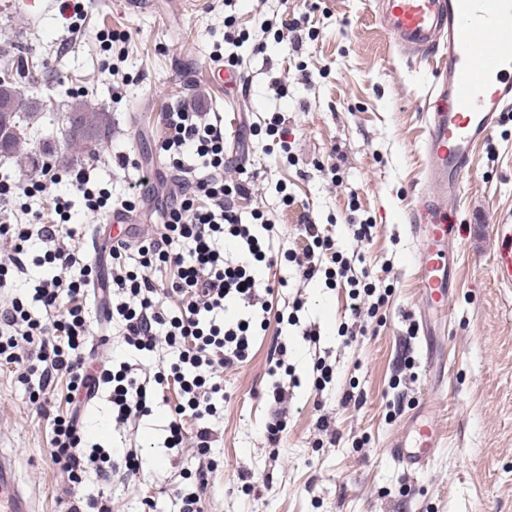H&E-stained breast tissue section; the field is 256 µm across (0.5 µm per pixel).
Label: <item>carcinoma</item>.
<instances>
[{
  "label": "carcinoma",
  "mask_w": 512,
  "mask_h": 512,
  "mask_svg": "<svg viewBox=\"0 0 512 512\" xmlns=\"http://www.w3.org/2000/svg\"><path fill=\"white\" fill-rule=\"evenodd\" d=\"M26 58L19 55L13 60L17 78L10 81L0 79V153L17 154L26 143V131L39 113L28 111L19 92L20 83L27 78L24 69ZM108 115L89 109L85 102L74 100L70 105L69 126L65 130L67 142L79 146L80 150L94 156L106 141Z\"/></svg>",
  "instance_id": "carcinoma-1"
}]
</instances>
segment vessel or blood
<instances>
[{
    "mask_svg": "<svg viewBox=\"0 0 512 512\" xmlns=\"http://www.w3.org/2000/svg\"><path fill=\"white\" fill-rule=\"evenodd\" d=\"M381 28L401 51L419 58L444 53V79L436 80L425 113L422 142L425 193L410 232L419 244L416 267L422 297L435 320L428 336H442L448 323L453 272L440 249L460 231L457 213L446 207L459 198L471 171L472 150L512 111V0H378ZM498 240L491 257L499 287L512 289V223L492 225ZM441 432L430 413L416 416L390 453L406 471L429 466ZM0 512H34L0 456Z\"/></svg>",
    "mask_w": 512,
    "mask_h": 512,
    "instance_id": "b4317fda",
    "label": "vessel or blood"
}]
</instances>
